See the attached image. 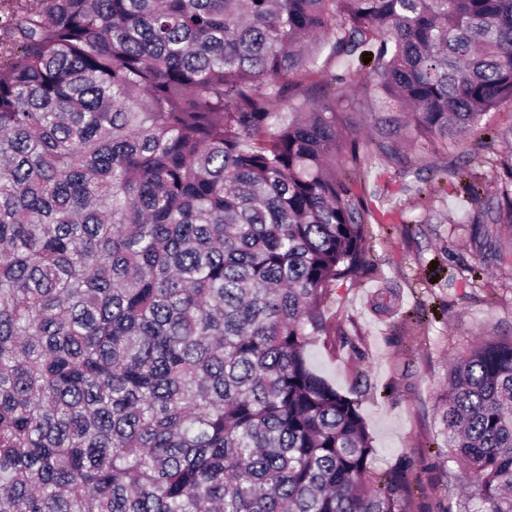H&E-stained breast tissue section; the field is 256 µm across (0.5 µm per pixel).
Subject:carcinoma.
<instances>
[{
    "label": "carcinoma",
    "instance_id": "carcinoma-1",
    "mask_svg": "<svg viewBox=\"0 0 512 512\" xmlns=\"http://www.w3.org/2000/svg\"><path fill=\"white\" fill-rule=\"evenodd\" d=\"M364 52L377 82L321 79ZM351 91L399 136L364 139ZM492 110L512 0H0V512H412V463L373 474L308 349L385 220L368 149L421 182L404 144ZM487 135L483 220L512 224V126ZM441 420L479 512H512V339L453 364Z\"/></svg>",
    "mask_w": 512,
    "mask_h": 512
}]
</instances>
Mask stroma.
<instances>
[{
	"label": "stroma",
	"mask_w": 512,
	"mask_h": 512,
	"mask_svg": "<svg viewBox=\"0 0 512 512\" xmlns=\"http://www.w3.org/2000/svg\"><path fill=\"white\" fill-rule=\"evenodd\" d=\"M403 223L368 227L366 268L336 287L326 317L335 335L309 348L312 368L355 400L382 473L412 461L420 479L413 504L468 501L455 461L441 462L442 394L453 360L481 342L512 338V224H482L486 200L455 189L385 197ZM457 216L449 224L443 213ZM399 292L389 313L370 300L382 282Z\"/></svg>",
	"instance_id": "35a3bbf8"
}]
</instances>
